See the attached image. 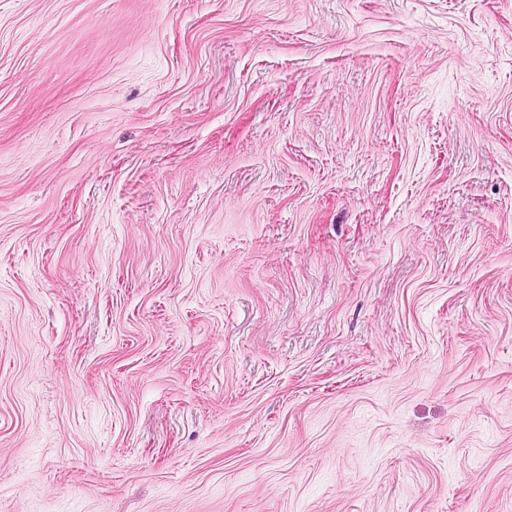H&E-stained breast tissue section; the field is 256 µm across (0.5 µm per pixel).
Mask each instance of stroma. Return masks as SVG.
I'll list each match as a JSON object with an SVG mask.
<instances>
[{
  "label": "stroma",
  "mask_w": 512,
  "mask_h": 512,
  "mask_svg": "<svg viewBox=\"0 0 512 512\" xmlns=\"http://www.w3.org/2000/svg\"><path fill=\"white\" fill-rule=\"evenodd\" d=\"M0 512H512V0H0Z\"/></svg>",
  "instance_id": "1"
}]
</instances>
